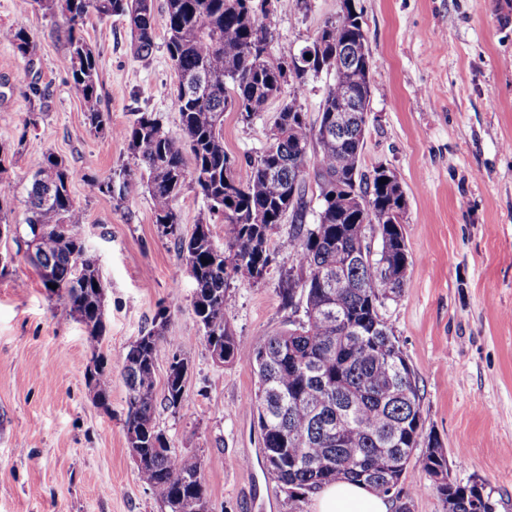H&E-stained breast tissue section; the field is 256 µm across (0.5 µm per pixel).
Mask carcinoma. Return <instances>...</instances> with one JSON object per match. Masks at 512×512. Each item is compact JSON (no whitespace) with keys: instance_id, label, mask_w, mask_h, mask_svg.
Instances as JSON below:
<instances>
[{"instance_id":"cac0c4a2","label":"carcinoma","mask_w":512,"mask_h":512,"mask_svg":"<svg viewBox=\"0 0 512 512\" xmlns=\"http://www.w3.org/2000/svg\"><path fill=\"white\" fill-rule=\"evenodd\" d=\"M26 6L60 12L68 44L67 71L80 94L92 127L108 124L100 109V53L82 35L85 18L126 19L131 49L137 58L154 47L157 19L153 0H26ZM166 47L179 83L173 107L179 114L181 138L164 131L153 112H137L133 122L115 135L128 142L137 160L103 184L105 191L125 199L135 185L145 187L162 234L174 238L187 272L195 282L194 327L205 341L218 337L224 362L246 359L258 377L252 402L257 412L267 471L283 491H313L337 479L369 486L381 494L401 481L413 465L433 477L448 471L444 448L421 438V397L414 372L391 328L379 313L387 300L401 296L406 277L396 269L410 265L399 245L402 230L394 212L402 209L395 195L393 171L381 167L372 177L361 172V156L371 101V54H349L367 44L362 14L352 9L343 18L324 21L311 43V58L272 64L264 58L270 44L265 9L253 0H166ZM0 47L29 55L34 42L21 24L0 29ZM327 71L319 109V126H311L301 99L308 79ZM293 91L274 122L270 143L247 161L249 175L239 180L224 151V113L235 112L250 123L257 112L280 97L282 87ZM350 90L359 110L349 113L341 134L336 127L340 93ZM318 150L309 157L311 143ZM192 155L187 168L183 149ZM390 176L393 181L381 182ZM319 188L314 223H306L309 202L306 179ZM71 174L64 160L49 155L33 175L28 192L25 226L38 224L42 233L25 241L46 270L43 286L57 296L63 317L82 323L87 341L96 346L104 336V286L96 262L86 254L80 226L84 213L70 192ZM192 182L209 211L224 218L230 236L224 247L211 232L180 233L176 202L186 182ZM367 201L368 209L360 207ZM292 218V233L284 247L294 253L300 274L288 279L280 292L282 304L292 306L296 293L305 299L304 318L264 343L240 348L230 326L229 280L272 262L269 240L273 229ZM380 238L371 249L367 233ZM208 263H203V260ZM55 288L48 287V284ZM158 326L126 347L124 379L127 415L124 430L140 442V479L165 505L167 512H195L206 498L203 484L187 478L200 465L180 457L156 430L154 412L155 352L165 342L180 359L181 342ZM87 379L94 398L107 405L112 373L97 360ZM184 383L166 379L163 400L176 408ZM448 512H492L476 486L437 485Z\"/></svg>"}]
</instances>
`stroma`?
Segmentation results:
<instances>
[{
	"instance_id": "35a3bbf8",
	"label": "stroma",
	"mask_w": 512,
	"mask_h": 512,
	"mask_svg": "<svg viewBox=\"0 0 512 512\" xmlns=\"http://www.w3.org/2000/svg\"><path fill=\"white\" fill-rule=\"evenodd\" d=\"M275 59L312 41L341 0H306L303 11L268 0ZM373 58L364 174L392 170L405 192L402 231L412 264L405 288L380 314L414 371L423 436L436 438L450 478L477 485L492 512H512V0H355ZM22 23L35 50L0 48V146L13 162L1 204L23 223L32 175L47 155L62 158L84 212L86 245L105 286L106 334L90 347L84 326L61 320L57 299L26 260L23 241L0 239L12 262L0 268V512H161L140 480L124 432L122 378L128 343L165 313L164 333L183 338L188 363L179 409L157 405L155 423L183 458L199 463L210 512H313L311 494L292 500L266 470L257 413L258 378L247 360L216 363L194 333L195 284L173 239L154 222L143 187L124 200L100 193L134 157L114 129L153 112L180 137L172 107L177 75L156 32L155 47L134 57L118 18L88 17L83 35L100 53V108L109 129L95 131L67 72L60 15L0 0V26ZM49 91L36 112L31 83ZM279 108L270 101L250 122L224 115V149L239 178L248 157L269 143ZM183 235L209 225L216 246L228 227L211 217L193 184L176 204ZM290 222L271 235L263 279L231 280L229 320L242 348L264 342L303 317L283 306V281L296 268L284 244ZM112 368L107 407L86 382L96 356ZM411 512H448L419 469L388 495Z\"/></svg>"
}]
</instances>
